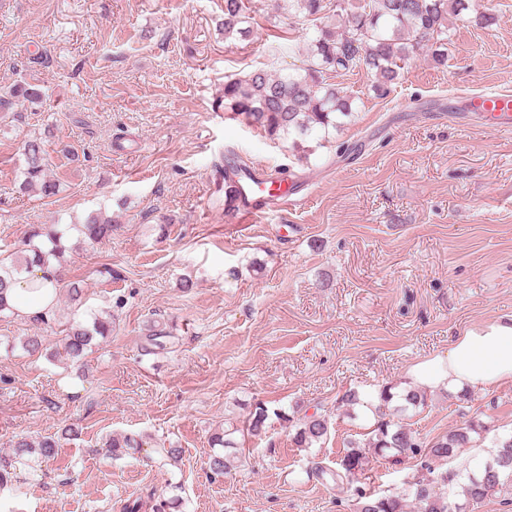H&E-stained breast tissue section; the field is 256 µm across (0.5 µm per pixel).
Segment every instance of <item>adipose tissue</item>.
<instances>
[{"label":"adipose tissue","instance_id":"ef3b65f1","mask_svg":"<svg viewBox=\"0 0 512 512\" xmlns=\"http://www.w3.org/2000/svg\"><path fill=\"white\" fill-rule=\"evenodd\" d=\"M33 283V278L21 279L8 293L9 305L19 314L30 315L54 303L52 284L37 289ZM415 377L451 392L486 391L512 382V317L466 330L449 345L444 363L417 366Z\"/></svg>","mask_w":512,"mask_h":512}]
</instances>
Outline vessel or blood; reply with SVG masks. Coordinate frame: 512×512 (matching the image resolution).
<instances>
[{"label": "vessel or blood", "mask_w": 512, "mask_h": 512, "mask_svg": "<svg viewBox=\"0 0 512 512\" xmlns=\"http://www.w3.org/2000/svg\"><path fill=\"white\" fill-rule=\"evenodd\" d=\"M477 111L487 113L496 128L512 129V96L505 94L478 97ZM234 185L239 199L238 221L254 224L268 216L275 207L287 206V192L276 187L274 179L267 177L262 168L256 167L235 178Z\"/></svg>", "instance_id": "obj_1"}]
</instances>
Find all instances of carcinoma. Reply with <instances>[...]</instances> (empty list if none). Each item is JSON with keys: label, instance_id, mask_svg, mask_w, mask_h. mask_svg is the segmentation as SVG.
Here are the masks:
<instances>
[{"label": "carcinoma", "instance_id": "obj_1", "mask_svg": "<svg viewBox=\"0 0 512 512\" xmlns=\"http://www.w3.org/2000/svg\"><path fill=\"white\" fill-rule=\"evenodd\" d=\"M283 9L313 22L307 63L288 73L256 69L227 79L224 111L243 116L269 140L288 145L296 160L303 163L309 161L315 147L324 146L343 119L357 111V98L331 82L334 75L364 69L374 76L375 91L383 93L402 80L407 64L422 54L438 67L446 65L451 40L449 17L461 14L467 6L465 0H365L363 5L347 8L342 0H284ZM249 20L245 0H224V39L247 36ZM42 100V91L20 83L9 88L0 106L14 102L38 105ZM48 165L41 139H28L23 149V188L38 190L44 196L57 194L59 186L47 179ZM112 228V220L91 214L79 224L33 230L16 256L0 259V315L15 314L6 296L19 279L37 276L45 283H59L64 240L74 236L79 243L97 242L110 237ZM67 293L74 312H82L83 318L66 323L64 336L53 348L38 334L24 338L21 349L26 354L77 363L96 342L112 335V311L83 308L82 281L69 283ZM168 343V332L153 329L144 352L165 350ZM356 405L369 410L374 423L360 438L347 442L336 466H316L317 478L339 485L364 475L368 449L395 467L409 459L416 464L399 492L375 489L366 482L356 487L353 512H409L411 507L416 512H450L453 504L475 508L512 488V432L491 439L488 461L495 464L492 471L483 466L471 469L464 463L442 469L438 463L448 464L458 458L460 449L475 447V436L485 430L483 424L472 422L429 441L419 437L397 420L427 405V391L419 388L397 391L395 386L386 385L366 403L359 392L348 390L337 401L339 409ZM269 419V407L259 402L241 423L229 421L224 430L214 434L211 444L217 451L209 456L211 473L220 476L233 467L238 460V437H261L267 432ZM331 428V415L318 407L300 419L293 441L300 448H309L326 441ZM78 434L79 429L69 425L35 443L25 438L15 440L10 451L0 454V489L12 485L17 470L32 458L55 457L62 441ZM143 444L140 436L114 433L106 438L104 447L112 458L121 459Z\"/></svg>", "mask_w": 512, "mask_h": 512}]
</instances>
